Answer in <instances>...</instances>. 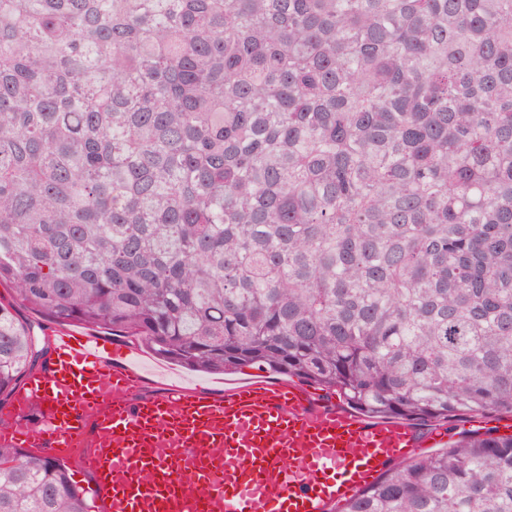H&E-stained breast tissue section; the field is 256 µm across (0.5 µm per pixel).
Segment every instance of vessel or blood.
I'll return each instance as SVG.
<instances>
[{
    "label": "vessel or blood",
    "mask_w": 512,
    "mask_h": 512,
    "mask_svg": "<svg viewBox=\"0 0 512 512\" xmlns=\"http://www.w3.org/2000/svg\"><path fill=\"white\" fill-rule=\"evenodd\" d=\"M54 356L0 408V441L82 447L102 512H331L396 461L408 423L360 422L288 384L135 399L138 373L64 328Z\"/></svg>",
    "instance_id": "b4317fda"
}]
</instances>
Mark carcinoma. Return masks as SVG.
I'll return each instance as SVG.
<instances>
[{
	"instance_id": "obj_1",
	"label": "carcinoma",
	"mask_w": 512,
	"mask_h": 512,
	"mask_svg": "<svg viewBox=\"0 0 512 512\" xmlns=\"http://www.w3.org/2000/svg\"><path fill=\"white\" fill-rule=\"evenodd\" d=\"M0 402L38 318L322 385L353 412L512 416V0H0ZM0 443V512H92ZM332 512H512V435Z\"/></svg>"
}]
</instances>
